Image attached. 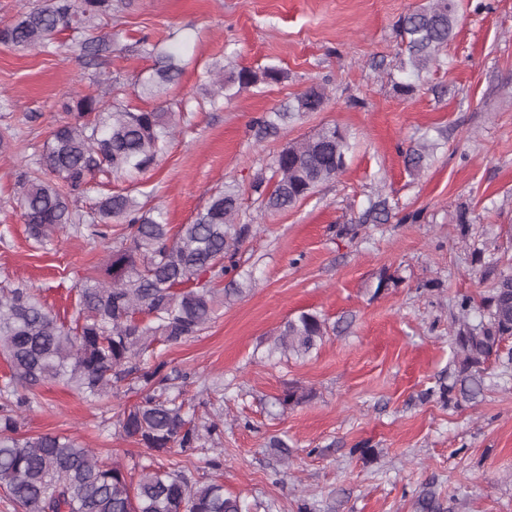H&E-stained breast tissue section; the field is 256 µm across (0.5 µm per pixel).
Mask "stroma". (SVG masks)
<instances>
[{
	"instance_id": "obj_1",
	"label": "stroma",
	"mask_w": 512,
	"mask_h": 512,
	"mask_svg": "<svg viewBox=\"0 0 512 512\" xmlns=\"http://www.w3.org/2000/svg\"><path fill=\"white\" fill-rule=\"evenodd\" d=\"M101 32L120 44L169 33L184 40L187 66L168 100L179 125L166 153L127 187L169 224L193 221L217 189L239 193V221L253 227L239 271L223 288L241 296L218 305L199 336L156 353L182 375L199 414L222 409L218 443L190 460L222 456L224 490L252 512H416L434 493L441 512H512V378L497 361L473 403L443 398L455 372L452 309L467 295L481 306L512 256V0H457L456 35L443 63L415 75L398 68V18L425 0H125ZM281 68V82L233 99H210L214 65ZM151 58L113 53L89 66L65 37L45 50L0 47V127L17 138L0 153V281L37 288L61 320L75 311L72 287L106 252L67 233L45 250L28 241L16 200L25 163L36 159L74 95L100 96L102 78L125 88L124 104L153 108L133 84ZM415 84L411 95L397 85ZM313 84L329 100L257 138L254 122ZM336 125L350 136L344 172L288 210L270 214L252 189L270 177L291 143ZM433 150L420 169L408 150ZM387 205V219L365 214ZM482 248L473 258L458 218ZM395 284L379 287L382 275ZM326 317L331 331L303 359L268 357L283 324L300 312ZM311 390L292 408L290 387ZM20 431L78 437L131 469L141 448L116 433L132 391L101 401L55 382ZM288 447L287 456L271 439Z\"/></svg>"
}]
</instances>
